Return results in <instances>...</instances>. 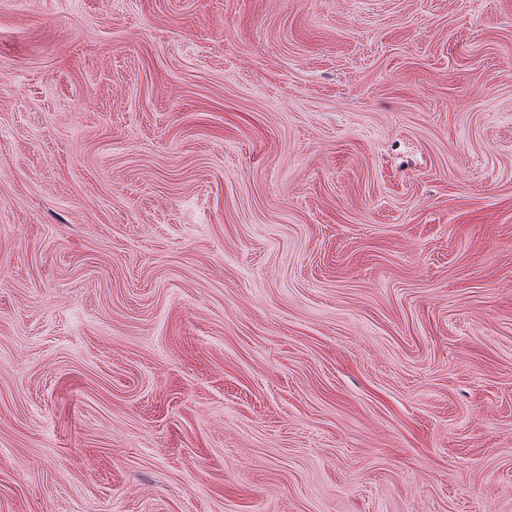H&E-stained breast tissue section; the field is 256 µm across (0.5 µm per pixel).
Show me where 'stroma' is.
I'll return each mask as SVG.
<instances>
[{"label": "stroma", "mask_w": 512, "mask_h": 512, "mask_svg": "<svg viewBox=\"0 0 512 512\" xmlns=\"http://www.w3.org/2000/svg\"><path fill=\"white\" fill-rule=\"evenodd\" d=\"M0 512H512V0H0Z\"/></svg>", "instance_id": "1"}]
</instances>
